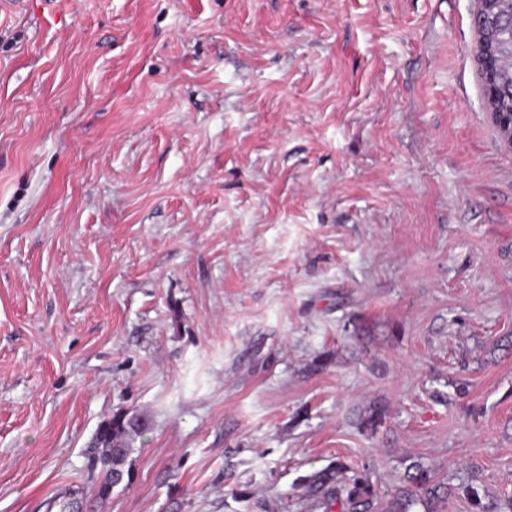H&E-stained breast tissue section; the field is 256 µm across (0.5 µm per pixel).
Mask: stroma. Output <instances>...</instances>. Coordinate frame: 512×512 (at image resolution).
Masks as SVG:
<instances>
[{"label":"stroma","mask_w":512,"mask_h":512,"mask_svg":"<svg viewBox=\"0 0 512 512\" xmlns=\"http://www.w3.org/2000/svg\"><path fill=\"white\" fill-rule=\"evenodd\" d=\"M478 0L0 14V512H512V148ZM383 421L370 426L372 409ZM146 416L98 495L99 426ZM345 467L336 465V472H318L310 475L307 481L308 492L317 495L319 505L331 508V503L338 501L345 493L348 512H413V506L422 505L425 512H433L432 502L439 497L441 486L435 483L431 469L422 463L412 464L406 475L407 486L400 487L389 503L379 501L369 481L368 469L362 466L360 475H355L352 483L343 478ZM413 470V472H411Z\"/></svg>","instance_id":"1"}]
</instances>
